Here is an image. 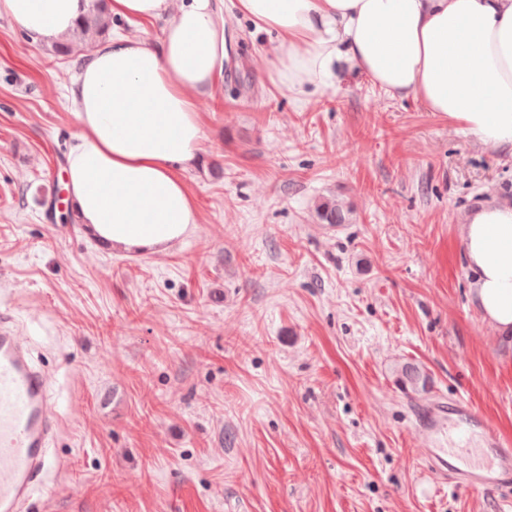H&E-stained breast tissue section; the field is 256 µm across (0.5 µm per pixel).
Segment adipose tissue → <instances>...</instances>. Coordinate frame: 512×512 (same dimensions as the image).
Listing matches in <instances>:
<instances>
[{"label": "adipose tissue", "instance_id": "1", "mask_svg": "<svg viewBox=\"0 0 512 512\" xmlns=\"http://www.w3.org/2000/svg\"><path fill=\"white\" fill-rule=\"evenodd\" d=\"M88 0H0L33 42L61 39ZM112 16L159 20L151 44L121 36L92 49L71 89L78 122L67 198L100 244L163 253L194 234L183 174L204 141L197 103L224 79L227 14L275 34L267 81L306 103L361 77L418 99L491 149L512 150V0H109ZM471 300L512 339V203L478 202L460 227Z\"/></svg>", "mask_w": 512, "mask_h": 512}]
</instances>
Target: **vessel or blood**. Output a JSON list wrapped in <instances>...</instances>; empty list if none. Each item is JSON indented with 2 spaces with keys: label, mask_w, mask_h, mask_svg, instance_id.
Wrapping results in <instances>:
<instances>
[{
  "label": "vessel or blood",
  "mask_w": 512,
  "mask_h": 512,
  "mask_svg": "<svg viewBox=\"0 0 512 512\" xmlns=\"http://www.w3.org/2000/svg\"><path fill=\"white\" fill-rule=\"evenodd\" d=\"M59 419L47 375L36 367L26 340L9 319L0 320V512H28L34 491L59 468L49 445ZM416 427L433 473L468 492L512 486V445L493 435L467 400H434L417 412ZM478 433L492 462L461 468L460 451L447 448L450 428Z\"/></svg>",
  "instance_id": "b4317fda"
}]
</instances>
